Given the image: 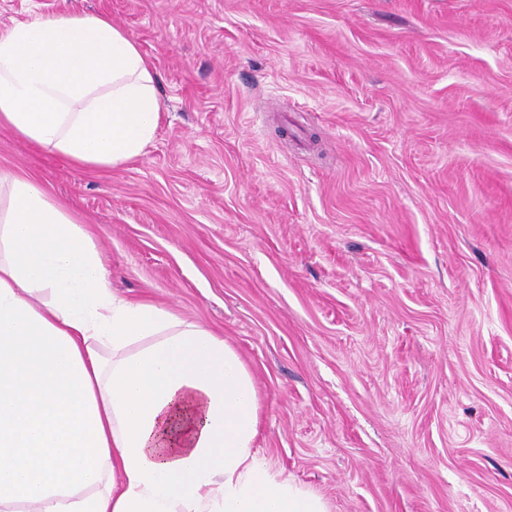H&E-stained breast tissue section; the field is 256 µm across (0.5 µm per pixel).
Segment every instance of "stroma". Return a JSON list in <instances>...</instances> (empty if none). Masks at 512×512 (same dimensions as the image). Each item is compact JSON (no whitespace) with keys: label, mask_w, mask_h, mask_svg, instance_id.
<instances>
[{"label":"stroma","mask_w":512,"mask_h":512,"mask_svg":"<svg viewBox=\"0 0 512 512\" xmlns=\"http://www.w3.org/2000/svg\"><path fill=\"white\" fill-rule=\"evenodd\" d=\"M92 12L154 141L80 167L0 127L113 292L223 336L256 447L329 512H512V0H0Z\"/></svg>","instance_id":"35a3bbf8"}]
</instances>
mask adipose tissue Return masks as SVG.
Wrapping results in <instances>:
<instances>
[{
  "label": "adipose tissue",
  "instance_id": "ef3b65f1",
  "mask_svg": "<svg viewBox=\"0 0 512 512\" xmlns=\"http://www.w3.org/2000/svg\"><path fill=\"white\" fill-rule=\"evenodd\" d=\"M156 73L106 16L0 28V127L81 166L153 141ZM0 512H328L254 448V378L223 337L114 295L91 238L0 178Z\"/></svg>",
  "mask_w": 512,
  "mask_h": 512
}]
</instances>
